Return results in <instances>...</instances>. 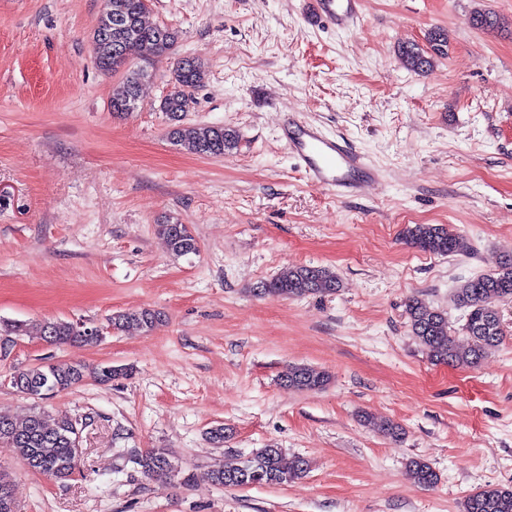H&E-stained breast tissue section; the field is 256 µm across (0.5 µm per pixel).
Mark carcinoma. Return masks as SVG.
Here are the masks:
<instances>
[{"label":"carcinoma","mask_w":512,"mask_h":512,"mask_svg":"<svg viewBox=\"0 0 512 512\" xmlns=\"http://www.w3.org/2000/svg\"><path fill=\"white\" fill-rule=\"evenodd\" d=\"M145 0H104V6L93 33V51L97 67L112 75L115 54L124 57L122 78L114 84L110 108L117 114L137 110L141 81L150 76L149 68L169 55L177 43L176 31L166 26H149L143 21ZM472 23L482 30L500 28L501 20L490 10L473 13ZM448 34L433 30L427 35V46L408 44L399 49V56L412 72H425L435 59L448 54ZM204 78L201 62L194 57L179 59L173 71V90L160 103L173 122L172 140L194 154L221 157L233 150L238 142L237 132L223 126L185 124L183 116L190 110L192 98L186 91L200 85ZM162 237L176 257L196 254L198 241L189 227L167 219L156 224ZM407 241L423 252L454 256L468 252L462 235L448 233V228L436 224H416L406 229ZM339 283L329 270L314 266L290 267L265 281L259 288L263 296L300 298L309 295H329ZM456 304L466 313L464 330L471 336L469 348L458 347L451 335L448 316L425 301L411 297L406 314L413 335L435 364L475 366L487 350L498 345L502 329L497 303L512 299V254L503 256L497 269L465 280L455 289ZM162 323L158 311L149 307L118 311L109 318V327L117 331L138 329L149 332ZM27 325L1 323L0 342H10L14 336H24ZM36 334L52 345L83 343L94 345L101 341L86 331V326L74 320H44L36 324ZM107 384L128 378L132 368L126 365H100L90 371L86 366L66 361L41 362L12 373L11 383L17 389L38 399H46L67 391L84 381L86 376ZM288 389L298 392L320 391L330 381L324 372L306 365H290L281 376ZM86 421L61 414L48 421L36 411L18 420L0 410V447L12 448L32 471L56 481H66L76 472L80 461L79 438ZM142 473L153 480L167 481L182 473L165 448H152L133 457ZM414 480L423 487L434 485L438 476L426 462L413 458L408 463ZM308 470L302 458L285 460L281 449L274 445L262 448L243 461L226 465L218 462L207 471L215 485L234 488L251 485L282 486L292 483ZM0 512H15L12 483L9 474L0 470ZM461 512H512V487L487 485L468 495Z\"/></svg>","instance_id":"carcinoma-1"}]
</instances>
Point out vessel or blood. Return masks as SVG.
Wrapping results in <instances>:
<instances>
[{"instance_id":"b4317fda","label":"vessel or blood","mask_w":512,"mask_h":512,"mask_svg":"<svg viewBox=\"0 0 512 512\" xmlns=\"http://www.w3.org/2000/svg\"><path fill=\"white\" fill-rule=\"evenodd\" d=\"M314 6L319 19L347 29L358 17L359 0H314ZM282 138L308 180L332 189L337 195L359 193L375 178L355 149L327 137L320 128L304 120L287 118Z\"/></svg>"}]
</instances>
